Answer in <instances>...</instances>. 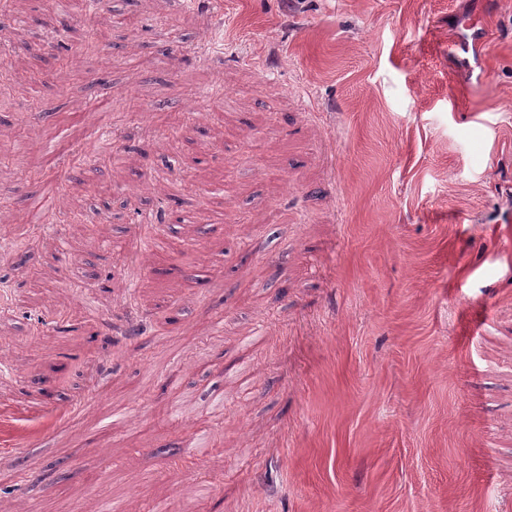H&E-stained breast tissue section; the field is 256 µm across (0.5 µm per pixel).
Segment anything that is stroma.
Wrapping results in <instances>:
<instances>
[{"instance_id": "35a3bbf8", "label": "stroma", "mask_w": 512, "mask_h": 512, "mask_svg": "<svg viewBox=\"0 0 512 512\" xmlns=\"http://www.w3.org/2000/svg\"><path fill=\"white\" fill-rule=\"evenodd\" d=\"M16 8L1 62L44 79L0 98V240L36 197L58 221L0 257V512H512V0H114L62 70L54 8Z\"/></svg>"}]
</instances>
